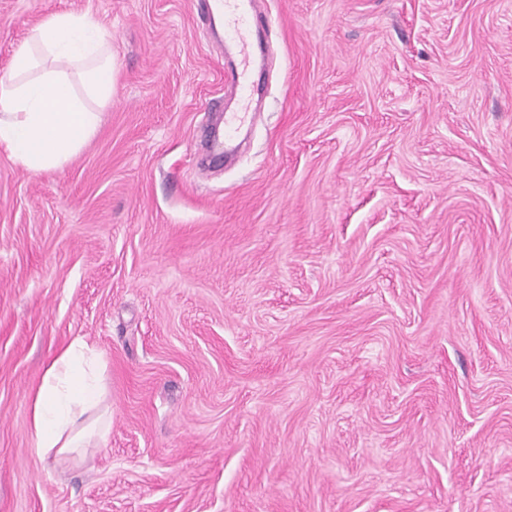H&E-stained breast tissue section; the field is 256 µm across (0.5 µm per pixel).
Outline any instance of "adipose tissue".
Masks as SVG:
<instances>
[{"mask_svg": "<svg viewBox=\"0 0 512 512\" xmlns=\"http://www.w3.org/2000/svg\"><path fill=\"white\" fill-rule=\"evenodd\" d=\"M116 76L110 38L88 15L39 22L0 77V150L32 173L62 168L97 132ZM103 373L80 338L51 360L32 410L40 456L77 455L106 441Z\"/></svg>", "mask_w": 512, "mask_h": 512, "instance_id": "adipose-tissue-1", "label": "adipose tissue"}]
</instances>
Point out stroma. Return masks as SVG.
Returning a JSON list of instances; mask_svg holds the SVG:
<instances>
[{
  "instance_id": "35a3bbf8",
  "label": "stroma",
  "mask_w": 512,
  "mask_h": 512,
  "mask_svg": "<svg viewBox=\"0 0 512 512\" xmlns=\"http://www.w3.org/2000/svg\"><path fill=\"white\" fill-rule=\"evenodd\" d=\"M267 84L201 171L221 36L194 0L90 15L92 140L0 151V512H512V0H261ZM105 363L104 444L41 458L46 365Z\"/></svg>"
}]
</instances>
